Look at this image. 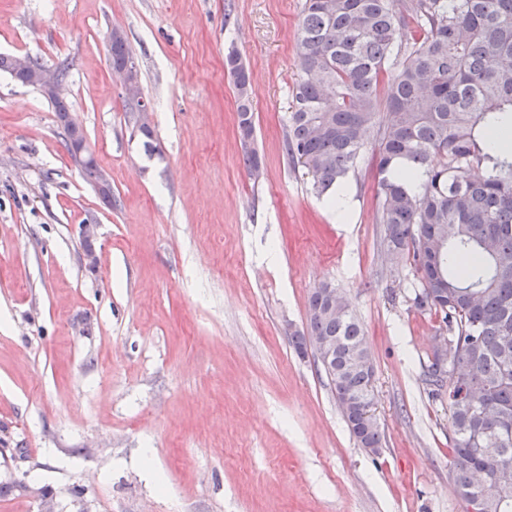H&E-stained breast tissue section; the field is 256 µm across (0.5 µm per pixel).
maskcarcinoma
Wrapping results in <instances>:
<instances>
[{
  "label": "carcinoma",
  "mask_w": 512,
  "mask_h": 512,
  "mask_svg": "<svg viewBox=\"0 0 512 512\" xmlns=\"http://www.w3.org/2000/svg\"><path fill=\"white\" fill-rule=\"evenodd\" d=\"M108 53L124 68L125 37L112 34ZM295 56L288 160L333 201L372 150L385 252L410 261L412 306L448 333V366L431 363L423 381L448 399L457 492L479 501L476 512H512V0H304ZM14 59L0 54V72L36 87ZM227 62L243 161L257 176L249 74L238 55ZM78 166L99 187L95 160ZM396 166L421 174L416 189L392 179ZM316 336L335 340L326 375L352 437L379 453L371 356L341 296L310 294L295 351Z\"/></svg>",
  "instance_id": "1"
}]
</instances>
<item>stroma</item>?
Segmentation results:
<instances>
[{"instance_id": "1", "label": "stroma", "mask_w": 512, "mask_h": 512, "mask_svg": "<svg viewBox=\"0 0 512 512\" xmlns=\"http://www.w3.org/2000/svg\"><path fill=\"white\" fill-rule=\"evenodd\" d=\"M303 2L0 0V53L68 65L70 118L112 186L104 204L48 99L0 73V512H463L448 405L423 382L441 319L384 253L375 161L349 175L340 224L283 150ZM114 27L152 107L151 154L112 77ZM326 282L365 330L376 455L293 348ZM227 62L229 64L228 75L232 80L237 94L236 112L239 136L246 149L243 161L251 175L259 176L262 161L258 152L250 147L254 141L255 123L251 108L249 74L244 64L235 53H229L227 55Z\"/></svg>"}]
</instances>
